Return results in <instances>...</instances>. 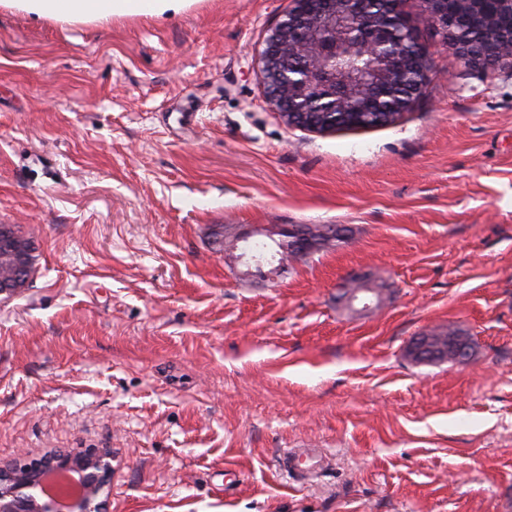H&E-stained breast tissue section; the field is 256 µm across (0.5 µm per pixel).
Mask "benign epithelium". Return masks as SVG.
Masks as SVG:
<instances>
[{
  "label": "benign epithelium",
  "instance_id": "7a95c632",
  "mask_svg": "<svg viewBox=\"0 0 512 512\" xmlns=\"http://www.w3.org/2000/svg\"><path fill=\"white\" fill-rule=\"evenodd\" d=\"M293 7L270 33L262 55L265 88L285 123L314 132L336 129L332 116L354 107L374 111L379 120L410 110L422 95L433 69L432 57L410 26L404 37H393L389 15L370 12L367 0H292ZM488 0H422L421 21L442 29L445 41L468 69L493 80L512 68V39L499 42L491 54L485 44L462 37L460 23L470 21L483 33L499 34L502 16ZM346 50L371 59L370 76L357 81L348 70L330 65L331 56ZM286 237L298 255L309 251L310 236L288 224L273 225L269 239ZM0 294L10 295L29 273L24 244L0 234ZM280 250L287 248L276 243ZM339 299L352 307L377 308L376 288H342ZM112 455L105 448H79L50 453L38 460L0 465V512H57L43 488L47 472L73 473L81 494L70 512H104L110 486Z\"/></svg>",
  "mask_w": 512,
  "mask_h": 512
}]
</instances>
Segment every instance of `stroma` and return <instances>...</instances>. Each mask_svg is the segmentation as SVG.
<instances>
[{
    "instance_id": "obj_1",
    "label": "stroma",
    "mask_w": 512,
    "mask_h": 512,
    "mask_svg": "<svg viewBox=\"0 0 512 512\" xmlns=\"http://www.w3.org/2000/svg\"><path fill=\"white\" fill-rule=\"evenodd\" d=\"M291 0L164 18L0 5V224L39 254L0 299V462L112 454L106 512H512V70L434 57L393 123L318 134L266 100ZM341 224L244 275L216 232ZM385 283L377 310L337 299ZM456 327L462 362L416 363ZM308 448L320 469L287 474Z\"/></svg>"
}]
</instances>
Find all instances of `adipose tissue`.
I'll list each match as a JSON object with an SVG mask.
<instances>
[{
	"instance_id": "obj_1",
	"label": "adipose tissue",
	"mask_w": 512,
	"mask_h": 512,
	"mask_svg": "<svg viewBox=\"0 0 512 512\" xmlns=\"http://www.w3.org/2000/svg\"><path fill=\"white\" fill-rule=\"evenodd\" d=\"M194 0H0L39 17L60 21H97L118 17L175 15Z\"/></svg>"
}]
</instances>
